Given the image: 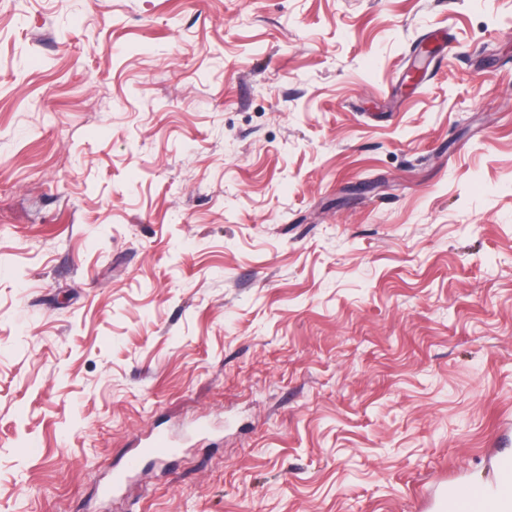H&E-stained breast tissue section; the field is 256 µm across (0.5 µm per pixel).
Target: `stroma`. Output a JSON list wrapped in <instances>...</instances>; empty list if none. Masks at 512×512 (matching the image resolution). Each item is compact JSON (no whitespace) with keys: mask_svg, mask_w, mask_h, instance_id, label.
I'll return each instance as SVG.
<instances>
[{"mask_svg":"<svg viewBox=\"0 0 512 512\" xmlns=\"http://www.w3.org/2000/svg\"><path fill=\"white\" fill-rule=\"evenodd\" d=\"M499 452L512 0H0V512H436Z\"/></svg>","mask_w":512,"mask_h":512,"instance_id":"1","label":"stroma"}]
</instances>
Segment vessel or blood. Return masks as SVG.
Returning <instances> with one entry per match:
<instances>
[{"label":"vessel or blood","mask_w":512,"mask_h":512,"mask_svg":"<svg viewBox=\"0 0 512 512\" xmlns=\"http://www.w3.org/2000/svg\"><path fill=\"white\" fill-rule=\"evenodd\" d=\"M439 512H512V453L497 455L494 489L462 490L443 485Z\"/></svg>","instance_id":"b4317fda"}]
</instances>
